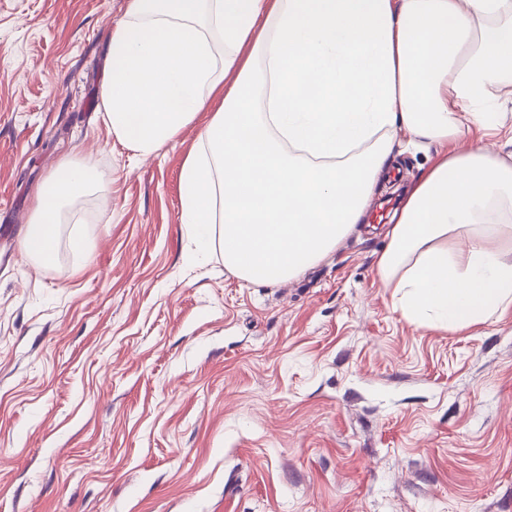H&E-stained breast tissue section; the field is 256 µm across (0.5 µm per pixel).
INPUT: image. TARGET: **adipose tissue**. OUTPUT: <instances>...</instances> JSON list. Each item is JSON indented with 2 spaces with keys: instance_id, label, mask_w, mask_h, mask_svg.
<instances>
[{
  "instance_id": "ef3b65f1",
  "label": "adipose tissue",
  "mask_w": 512,
  "mask_h": 512,
  "mask_svg": "<svg viewBox=\"0 0 512 512\" xmlns=\"http://www.w3.org/2000/svg\"><path fill=\"white\" fill-rule=\"evenodd\" d=\"M510 77L512 0H128L101 106L149 155L220 100L183 165L182 221L257 284L302 273L363 221L397 133L438 145L377 267L406 319L457 330L512 303V164L446 146L500 126ZM95 179L66 163L42 185L28 258L54 255L63 203Z\"/></svg>"
}]
</instances>
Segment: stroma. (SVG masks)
<instances>
[{
	"label": "stroma",
	"instance_id": "obj_1",
	"mask_svg": "<svg viewBox=\"0 0 512 512\" xmlns=\"http://www.w3.org/2000/svg\"><path fill=\"white\" fill-rule=\"evenodd\" d=\"M128 0H0V512H512V304L421 327L376 261L434 149L399 154L366 217L277 284L238 279L181 222L211 115L149 156L99 111ZM503 128L472 141L512 153ZM105 175L27 258L43 183ZM82 232L86 254L70 247Z\"/></svg>",
	"mask_w": 512,
	"mask_h": 512
}]
</instances>
